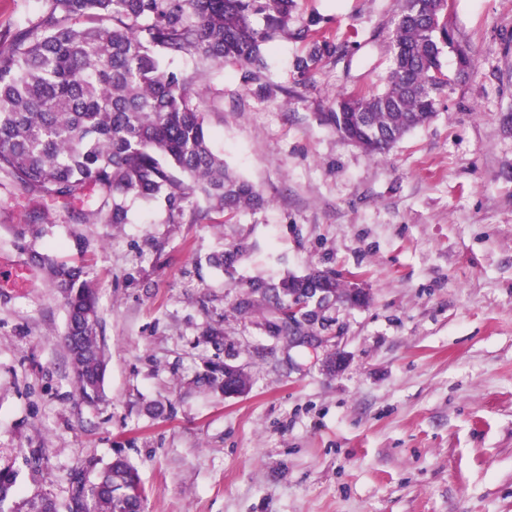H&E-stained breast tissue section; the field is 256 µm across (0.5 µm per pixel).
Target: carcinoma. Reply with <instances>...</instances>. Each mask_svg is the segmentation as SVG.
Masks as SVG:
<instances>
[{"instance_id":"cac0c4a2","label":"carcinoma","mask_w":512,"mask_h":512,"mask_svg":"<svg viewBox=\"0 0 512 512\" xmlns=\"http://www.w3.org/2000/svg\"><path fill=\"white\" fill-rule=\"evenodd\" d=\"M41 13L14 32H0V185L31 200L80 202L71 213L81 224H126L125 202L137 198L164 206L167 222L181 224L195 199L209 210L233 214L265 200L252 184L224 168L212 150L195 91L212 66L234 59L260 79L263 46L281 33L306 46L296 59L305 72L346 55L349 42L333 40L321 18L290 29L297 0H42ZM392 66L380 92H349L324 113L347 141L382 156L414 128L429 122L449 86L442 71L454 50L441 0H403L389 34ZM186 55L190 69L168 70L164 56ZM57 218L39 212L26 233L29 264L47 272L66 299L68 349L75 384L85 401L102 398L104 343L98 299L88 288L90 269L40 253L34 243ZM242 247L211 254L208 263L229 274ZM352 283L333 270L310 269L277 282L250 279L234 310L261 308L269 336H314L333 318L336 294ZM312 309L288 330V305ZM196 384L215 394L249 387L241 371L213 365ZM70 471L69 497L59 505L36 490L22 495L18 472L0 467V512H141L144 491L123 456L98 469Z\"/></svg>"}]
</instances>
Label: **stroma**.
<instances>
[{"instance_id": "stroma-1", "label": "stroma", "mask_w": 512, "mask_h": 512, "mask_svg": "<svg viewBox=\"0 0 512 512\" xmlns=\"http://www.w3.org/2000/svg\"><path fill=\"white\" fill-rule=\"evenodd\" d=\"M400 7L298 0L294 25L320 15L352 42L345 57L300 73L303 46L281 35L261 81L232 59L200 79L212 146L263 207L170 224L131 198L118 225L53 207L36 247L91 269L104 397L78 395L58 289H0V466L37 460L62 502L72 469L119 452L144 512H512V0H448L472 71L447 53L433 119L374 157L322 114L341 93L384 88ZM34 209L0 186V261H25ZM232 244L244 251L230 278L206 258ZM313 267L371 295L336 311L316 349L234 314L239 285ZM338 348L349 365L331 376L322 361ZM226 357L251 381L236 399L194 384Z\"/></svg>"}]
</instances>
